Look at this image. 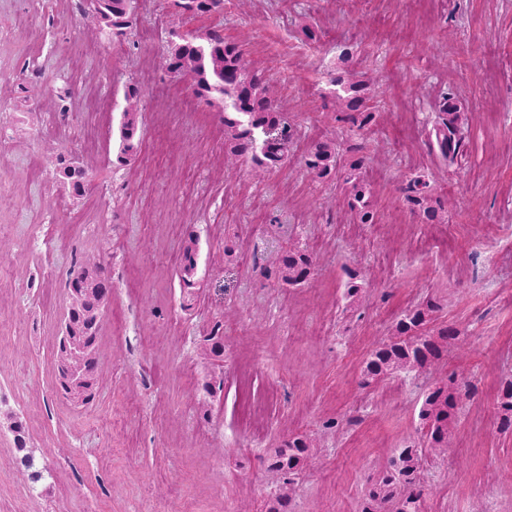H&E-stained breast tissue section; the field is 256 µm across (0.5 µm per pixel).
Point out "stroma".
<instances>
[{"mask_svg": "<svg viewBox=\"0 0 512 512\" xmlns=\"http://www.w3.org/2000/svg\"><path fill=\"white\" fill-rule=\"evenodd\" d=\"M172 12L171 0H138V25L119 41L88 24L79 0L51 17L0 0V409L25 421L51 471L31 493L1 425L0 512H265L285 480L265 459L293 436L315 448L291 481V512H359L368 480L417 440L424 391L449 378L472 394L445 456L424 464L422 512H512V431L498 413L512 381V0H224L221 14L189 20L244 48L299 132L288 164L262 180L225 167L220 112L167 72ZM35 27L46 47L32 71L22 63ZM345 51L375 108L361 130L333 105ZM130 84L143 93L142 138L118 170ZM446 93L467 116L452 163L431 140ZM93 97L111 111H88ZM324 137L363 158L375 223L307 175ZM59 153L90 165L80 198L54 179ZM418 175L433 180L443 223L411 211L404 187ZM192 236L189 287L169 257ZM292 242L314 261L295 288L277 271ZM89 257L112 296L98 393L77 408L56 391L54 357L69 271ZM352 273L365 290L349 309ZM429 298L435 327L459 333L447 354L362 385L369 354ZM244 364L267 408L251 425L239 411Z\"/></svg>", "mask_w": 512, "mask_h": 512, "instance_id": "1", "label": "stroma"}]
</instances>
